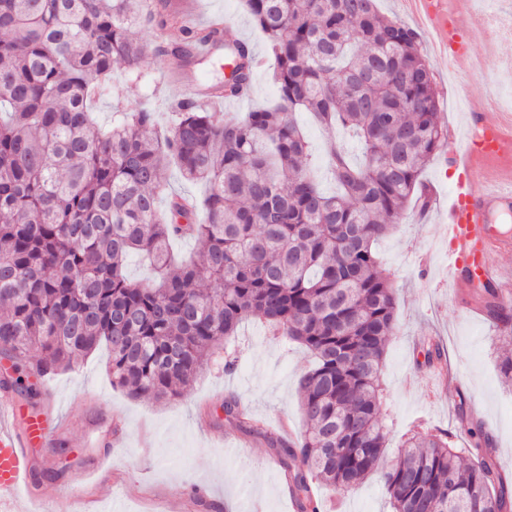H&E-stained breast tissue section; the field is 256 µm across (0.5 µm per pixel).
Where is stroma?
<instances>
[{
    "label": "stroma",
    "mask_w": 512,
    "mask_h": 512,
    "mask_svg": "<svg viewBox=\"0 0 512 512\" xmlns=\"http://www.w3.org/2000/svg\"><path fill=\"white\" fill-rule=\"evenodd\" d=\"M475 21L462 39L470 55L486 60L485 69L451 63L434 67L440 98L439 119L465 132L472 112H495L512 97V74L492 67V59L512 61V0H470ZM219 12L233 23L231 33L263 58L247 102H225L217 113L240 118L275 99L273 62L265 39L255 29L240 0H192L189 14L201 19ZM170 63L149 59L135 70L116 68L113 84L125 89L124 109L148 106L160 126L174 119L182 98L168 82ZM462 178L443 158L430 160L422 173L437 191L427 213L406 210L395 231L378 245L384 267L397 275V332L385 355L386 397L382 414L388 426L387 459H395L407 437L437 429L463 433L462 417L493 438V462L512 474V386L502 383L498 360L504 348L497 324L450 302L439 283L448 273V244L440 229L448 196ZM439 348L440 373L426 366V347ZM233 370H225V357ZM312 358L299 343L273 335L258 322L243 323L225 351L180 395L156 401L132 398L114 387L110 356L99 346L73 367L35 382V395H20L32 414L59 412L66 422L61 435L36 450L37 465L53 467L52 479L32 482L29 495H18L24 512H51L58 489L79 485L71 512H101L114 505L118 512H167L172 493L196 490L189 512H296L279 461V437L300 438L305 422L300 411L298 382ZM236 397L263 424L253 432L227 420L224 402ZM125 423L111 448L101 443L110 423ZM111 455V471L100 468ZM329 512H392L379 484L317 489Z\"/></svg>",
    "instance_id": "35a3bbf8"
}]
</instances>
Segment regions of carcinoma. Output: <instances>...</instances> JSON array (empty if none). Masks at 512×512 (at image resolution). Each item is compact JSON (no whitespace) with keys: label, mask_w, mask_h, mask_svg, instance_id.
Returning <instances> with one entry per match:
<instances>
[{"label":"carcinoma","mask_w":512,"mask_h":512,"mask_svg":"<svg viewBox=\"0 0 512 512\" xmlns=\"http://www.w3.org/2000/svg\"><path fill=\"white\" fill-rule=\"evenodd\" d=\"M241 2L273 57L275 102L223 120L188 101L161 130L146 107L101 127L92 101L118 65L192 63L197 44L223 41L217 25L190 27L143 0H0V354L16 374L0 386L30 392L34 371L104 343L113 385L168 399L258 319L313 359L299 380L304 434L280 457L298 512H320L314 485L341 490L372 475L393 512H512V479L488 460L479 425L466 429L467 449L439 429L385 459L381 373L396 301L373 247L448 145L417 33L377 0ZM136 26L158 35L137 41ZM254 73L239 46L224 98L249 90ZM299 112L361 145L357 166L330 139L333 194L313 174ZM172 166L206 185L203 199L168 191ZM176 237L197 241L191 262L171 261ZM134 253L151 283L125 276ZM473 296L512 343L495 289ZM33 348L43 353L34 370Z\"/></svg>","instance_id":"1"}]
</instances>
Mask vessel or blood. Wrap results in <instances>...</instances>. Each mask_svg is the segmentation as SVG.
Here are the masks:
<instances>
[{"label": "vessel or blood", "mask_w": 512, "mask_h": 512, "mask_svg": "<svg viewBox=\"0 0 512 512\" xmlns=\"http://www.w3.org/2000/svg\"><path fill=\"white\" fill-rule=\"evenodd\" d=\"M440 45L455 42L462 31L466 0L449 10L448 0H413ZM445 161L463 170L464 180L448 200L442 231L448 240L449 290L461 282L489 283L499 303L512 308V280L498 265L512 253V236L499 232L494 219L512 212V128L482 113L470 114L465 140L448 135ZM61 424L49 415H25L9 391L0 392V490L29 483L35 466L33 450L51 440Z\"/></svg>", "instance_id": "1"}]
</instances>
